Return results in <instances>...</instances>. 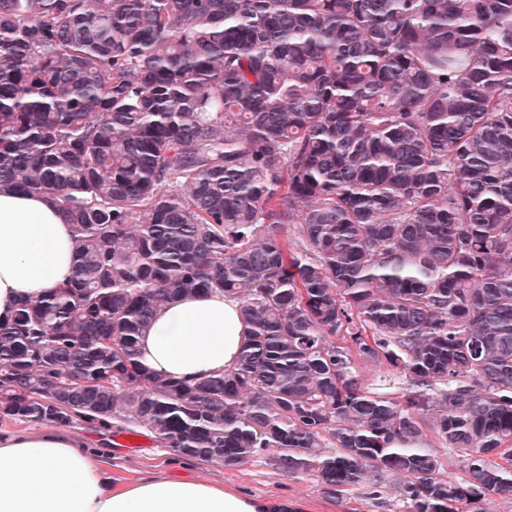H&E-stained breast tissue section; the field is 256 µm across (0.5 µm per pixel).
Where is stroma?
I'll return each instance as SVG.
<instances>
[{
    "label": "stroma",
    "mask_w": 512,
    "mask_h": 512,
    "mask_svg": "<svg viewBox=\"0 0 512 512\" xmlns=\"http://www.w3.org/2000/svg\"><path fill=\"white\" fill-rule=\"evenodd\" d=\"M77 432L86 435L89 449L121 482L169 476L200 477L257 497H277L293 505L295 512H407L399 487L400 476H391L380 499H372L359 490L336 499L321 493L313 477L290 478L273 470L268 461L255 458L242 466L227 468L218 463L202 462L158 447L148 433L122 436L104 442L102 435L85 425Z\"/></svg>",
    "instance_id": "35a3bbf8"
}]
</instances>
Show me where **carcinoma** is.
<instances>
[{"mask_svg":"<svg viewBox=\"0 0 512 512\" xmlns=\"http://www.w3.org/2000/svg\"><path fill=\"white\" fill-rule=\"evenodd\" d=\"M3 185L75 259L0 321L1 420L336 499L403 474L413 512L512 496V0H0ZM195 294L239 300L236 363L154 373Z\"/></svg>","mask_w":512,"mask_h":512,"instance_id":"carcinoma-1","label":"carcinoma"}]
</instances>
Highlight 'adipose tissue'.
Masks as SVG:
<instances>
[{
    "instance_id": "ef3b65f1",
    "label": "adipose tissue",
    "mask_w": 512,
    "mask_h": 512,
    "mask_svg": "<svg viewBox=\"0 0 512 512\" xmlns=\"http://www.w3.org/2000/svg\"><path fill=\"white\" fill-rule=\"evenodd\" d=\"M73 256L72 228L49 199L0 188V320L22 296L64 281ZM246 334L236 300L188 296L157 310L139 359L176 380L216 374L235 364ZM86 446L83 435L49 422L0 433V512H291L286 501L198 477L119 485Z\"/></svg>"
}]
</instances>
